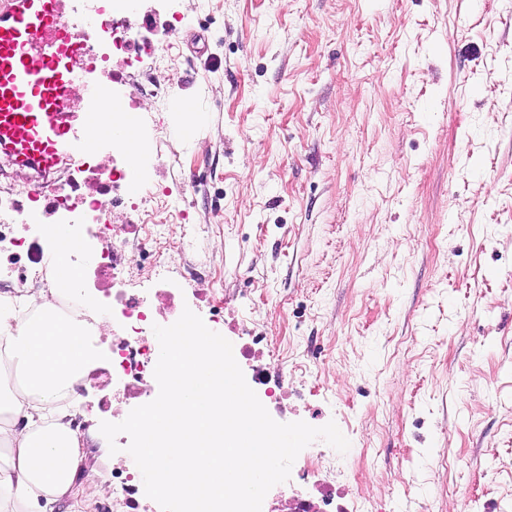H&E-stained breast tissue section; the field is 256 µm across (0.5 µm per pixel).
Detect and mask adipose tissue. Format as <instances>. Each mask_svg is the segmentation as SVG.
Returning <instances> with one entry per match:
<instances>
[{"instance_id":"1","label":"adipose tissue","mask_w":512,"mask_h":512,"mask_svg":"<svg viewBox=\"0 0 512 512\" xmlns=\"http://www.w3.org/2000/svg\"><path fill=\"white\" fill-rule=\"evenodd\" d=\"M55 290L32 288L0 303V512H48L61 499L85 512L78 495L87 466L69 413L55 402L83 380L99 354L90 336L109 332L73 317L60 318Z\"/></svg>"}]
</instances>
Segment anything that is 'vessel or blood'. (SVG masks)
I'll return each mask as SVG.
<instances>
[{
	"label": "vessel or blood",
	"mask_w": 512,
	"mask_h": 512,
	"mask_svg": "<svg viewBox=\"0 0 512 512\" xmlns=\"http://www.w3.org/2000/svg\"><path fill=\"white\" fill-rule=\"evenodd\" d=\"M108 27L89 16L83 0H0V154L44 185L59 181L68 159L95 133L119 144L137 125L131 112L120 128L102 130L110 85H93L90 105L80 109H68L60 96L78 80L72 32L93 40Z\"/></svg>",
	"instance_id": "1"
}]
</instances>
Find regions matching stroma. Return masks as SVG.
Returning <instances> with one entry per match:
<instances>
[{
  "mask_svg": "<svg viewBox=\"0 0 512 512\" xmlns=\"http://www.w3.org/2000/svg\"><path fill=\"white\" fill-rule=\"evenodd\" d=\"M139 3L169 36L111 70L178 302L257 353L246 380L287 378L274 420L350 442L263 512L328 486L336 512H512V0ZM111 397L83 385L86 512H112Z\"/></svg>",
  "mask_w": 512,
  "mask_h": 512,
  "instance_id": "obj_1",
  "label": "stroma"
}]
</instances>
